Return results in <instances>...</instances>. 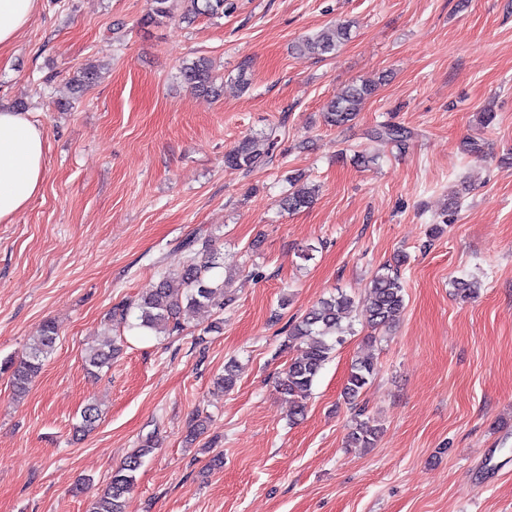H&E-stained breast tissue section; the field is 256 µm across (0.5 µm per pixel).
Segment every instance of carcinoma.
I'll return each instance as SVG.
<instances>
[{"mask_svg": "<svg viewBox=\"0 0 512 512\" xmlns=\"http://www.w3.org/2000/svg\"><path fill=\"white\" fill-rule=\"evenodd\" d=\"M191 13L210 16L224 13L226 0H188ZM348 38V27H335L307 37L301 46L310 53L323 56L333 54ZM184 84L202 93H215V76L211 61L198 57L181 68ZM101 78L100 68L87 64L73 72L69 84L74 93L81 97L90 91ZM377 83L363 82L346 86L324 107V120L330 126L342 127L356 119L362 105L376 90ZM372 137L387 143L403 146L411 132L396 124H383L372 130ZM277 135L273 132L261 136L243 138L238 145L224 155V165L249 174L273 160ZM315 189L298 187L294 184L278 200L279 206L289 212L299 211L312 205ZM195 241L189 240L185 247L191 255L164 273L160 280L146 292L134 299L117 305L110 313L109 321H115L129 329H145L160 336L179 335L186 329L185 315L199 308L210 307L220 315L233 298L224 295V277L215 270L222 267L217 252L207 241L203 242L199 255H194ZM354 301L341 292L320 300L301 319L294 323L284 340V347L295 354L279 373L276 387L280 393L291 397L293 405L290 415L297 419L304 416L307 401L312 395L314 382L330 358V354L344 341L346 328L342 321L353 307ZM367 322L374 328L387 327L396 322L405 310L404 286L397 271L383 268L372 278L366 299ZM135 321H130L131 314ZM59 329L55 322L45 321L36 334L30 338L26 358L13 362L7 360L0 366L10 372V384L14 397L20 399L29 391V386L40 373L44 361L53 352ZM121 351L112 343L105 347L91 348L84 356L87 373L98 375L112 365V360ZM375 371V364L368 358L352 364L343 394L349 403H354ZM99 420L98 408L88 404L81 411V420L75 431L88 433ZM379 428L370 420H357L348 435V446L371 448L377 441ZM157 446L156 435L142 440L138 448L113 472L103 492L91 504V512H127L128 501L137 478L136 474L143 459Z\"/></svg>", "mask_w": 512, "mask_h": 512, "instance_id": "cac0c4a2", "label": "carcinoma"}]
</instances>
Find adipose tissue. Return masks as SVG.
<instances>
[{"label": "adipose tissue", "mask_w": 512, "mask_h": 512, "mask_svg": "<svg viewBox=\"0 0 512 512\" xmlns=\"http://www.w3.org/2000/svg\"><path fill=\"white\" fill-rule=\"evenodd\" d=\"M38 0H0V47L28 26ZM46 136L27 113L0 108V222L24 210L45 178Z\"/></svg>", "instance_id": "1"}]
</instances>
